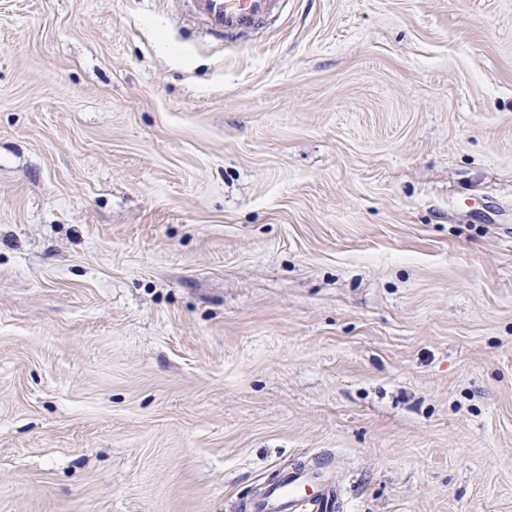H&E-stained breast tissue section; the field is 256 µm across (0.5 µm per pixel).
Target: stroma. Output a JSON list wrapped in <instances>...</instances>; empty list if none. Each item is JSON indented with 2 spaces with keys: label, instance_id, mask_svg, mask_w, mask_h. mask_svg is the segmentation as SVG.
<instances>
[{
  "label": "stroma",
  "instance_id": "stroma-1",
  "mask_svg": "<svg viewBox=\"0 0 512 512\" xmlns=\"http://www.w3.org/2000/svg\"><path fill=\"white\" fill-rule=\"evenodd\" d=\"M512 512V0H0V512ZM199 10L225 35L241 32L275 16L282 0H194ZM309 487L313 490L314 505L318 510L330 512L336 507V500L341 491L332 486L319 472H287L279 485L271 487L265 496L254 503L255 512H297L303 505L298 492Z\"/></svg>",
  "mask_w": 512,
  "mask_h": 512
}]
</instances>
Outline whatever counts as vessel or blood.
I'll list each match as a JSON object with an SVG mask.
<instances>
[{
    "label": "vessel or blood",
    "mask_w": 512,
    "mask_h": 512,
    "mask_svg": "<svg viewBox=\"0 0 512 512\" xmlns=\"http://www.w3.org/2000/svg\"><path fill=\"white\" fill-rule=\"evenodd\" d=\"M282 0H196L199 10L215 28L233 34L254 27L275 16ZM311 488L314 504L321 512H331L340 495L317 472L286 473L279 485L271 487L265 496L254 503L255 512H298L302 503L299 492Z\"/></svg>",
    "instance_id": "vessel-or-blood-1"
}]
</instances>
